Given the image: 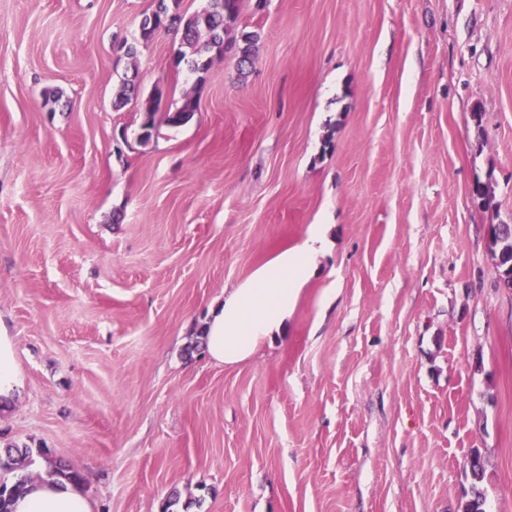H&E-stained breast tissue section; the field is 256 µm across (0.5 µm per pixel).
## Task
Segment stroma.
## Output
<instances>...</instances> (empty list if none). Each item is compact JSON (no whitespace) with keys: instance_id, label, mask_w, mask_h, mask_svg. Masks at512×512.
<instances>
[{"instance_id":"1","label":"stroma","mask_w":512,"mask_h":512,"mask_svg":"<svg viewBox=\"0 0 512 512\" xmlns=\"http://www.w3.org/2000/svg\"><path fill=\"white\" fill-rule=\"evenodd\" d=\"M157 0H0V448L93 512H512V0H242L202 87ZM156 132L112 106L126 68ZM197 91L185 125L169 110ZM283 336L218 365L211 309L314 224ZM136 98L138 111L145 114L144 120L141 124L140 139L147 141L153 136L155 130V113L158 112V101L152 95L146 98ZM18 385L13 343L0 329V398L9 400Z\"/></svg>"}]
</instances>
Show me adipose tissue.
Returning a JSON list of instances; mask_svg holds the SVG:
<instances>
[{
	"label": "adipose tissue",
	"instance_id": "adipose-tissue-1",
	"mask_svg": "<svg viewBox=\"0 0 512 512\" xmlns=\"http://www.w3.org/2000/svg\"><path fill=\"white\" fill-rule=\"evenodd\" d=\"M322 242L319 227H312L297 250L259 269L251 280L233 289L223 304L212 308L205 327L206 351L212 360L245 361L283 331L297 288L310 275ZM13 512H92V507L80 488L36 478L15 500Z\"/></svg>",
	"mask_w": 512,
	"mask_h": 512
}]
</instances>
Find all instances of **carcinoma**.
Here are the masks:
<instances>
[{
	"label": "carcinoma",
	"mask_w": 512,
	"mask_h": 512,
	"mask_svg": "<svg viewBox=\"0 0 512 512\" xmlns=\"http://www.w3.org/2000/svg\"><path fill=\"white\" fill-rule=\"evenodd\" d=\"M241 0H208L207 6L195 13L192 19L184 26L175 28L181 33V45L185 50L179 52V62L185 63L188 70L196 75V83L204 81V74L208 72L210 60L202 57L198 43L201 38H206L205 49L213 51L218 55L224 53L226 48L225 35L232 25L237 21L240 13ZM258 40V34L254 31H242L238 46L239 59L238 69L243 71L252 63L253 50ZM136 83L130 76L122 78V90L113 102L117 110L125 107L135 94ZM138 111L145 114L141 124L140 139L147 141L153 136L155 130V113L158 112V101L155 97L148 96L137 101ZM197 109V100L193 94L187 93L183 96L182 104L172 111L167 122L173 126H180L188 123L194 116ZM499 263L496 264L498 280H507L512 277V244L502 250L498 256ZM46 459L47 451L43 448L5 450V459H0V470L14 471L22 468L26 459L33 457ZM46 476L58 481L67 482L81 487L85 484L83 475L60 463L48 464L45 468ZM31 480L28 474H17L12 480L0 478V512H11L13 500L23 494L28 482Z\"/></svg>",
	"instance_id": "cac0c4a2"
}]
</instances>
